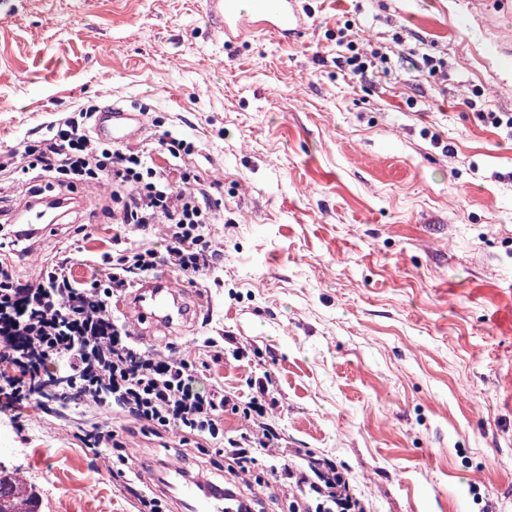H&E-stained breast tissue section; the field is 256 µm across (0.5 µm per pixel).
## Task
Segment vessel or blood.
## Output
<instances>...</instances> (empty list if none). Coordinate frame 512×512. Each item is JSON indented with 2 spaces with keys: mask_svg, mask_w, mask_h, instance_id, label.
Returning a JSON list of instances; mask_svg holds the SVG:
<instances>
[{
  "mask_svg": "<svg viewBox=\"0 0 512 512\" xmlns=\"http://www.w3.org/2000/svg\"><path fill=\"white\" fill-rule=\"evenodd\" d=\"M202 11L210 30L228 43L249 34L286 40L306 28L299 0H203ZM141 125V113L111 103L99 110L95 131L102 140L120 143L138 134ZM68 204L64 196L50 199L40 195L9 211L1 210L0 218L11 224V237L20 241L28 233H42L64 223ZM118 306L127 315L134 335L146 343L155 332L185 327L192 311L186 289L162 276L139 281L119 298ZM176 490L183 512H232L228 492H206L200 481L186 479L179 480Z\"/></svg>",
  "mask_w": 512,
  "mask_h": 512,
  "instance_id": "1",
  "label": "vessel or blood"
}]
</instances>
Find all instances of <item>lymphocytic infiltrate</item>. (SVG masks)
Segmentation results:
<instances>
[{
  "instance_id": "f902f5d3",
  "label": "lymphocytic infiltrate",
  "mask_w": 512,
  "mask_h": 512,
  "mask_svg": "<svg viewBox=\"0 0 512 512\" xmlns=\"http://www.w3.org/2000/svg\"><path fill=\"white\" fill-rule=\"evenodd\" d=\"M90 112H71L52 122L46 135L24 152L0 156V171L65 175L67 188L90 179L112 185L120 221L143 231L163 225V248L147 244L104 256L98 278L76 281L70 258L42 268L32 281L16 279L0 266V401L21 407L51 396L60 411L85 406L108 408L113 417L137 425L142 435H178L182 444L207 441L224 466L250 473L259 458L269 461L270 478L288 494L290 512H365L349 483L336 479L335 463L325 457L287 461L279 435L268 422L278 405L270 377L250 379L252 396L240 404L219 382H206L202 351L214 339L196 342L194 351L161 353L138 343L112 309L114 298L165 266L194 279L218 260L207 240L209 192L187 167L178 171L154 163V154L178 158L194 148L173 135L135 149L100 140L91 131ZM242 412L238 434L224 432L225 412ZM85 451L115 453L116 472L135 491L149 462L133 461L117 431L79 425Z\"/></svg>"
}]
</instances>
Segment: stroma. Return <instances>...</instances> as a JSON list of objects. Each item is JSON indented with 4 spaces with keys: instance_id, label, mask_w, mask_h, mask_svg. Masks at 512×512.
Returning a JSON list of instances; mask_svg holds the SVG:
<instances>
[{
    "instance_id": "35a3bbf8",
    "label": "stroma",
    "mask_w": 512,
    "mask_h": 512,
    "mask_svg": "<svg viewBox=\"0 0 512 512\" xmlns=\"http://www.w3.org/2000/svg\"><path fill=\"white\" fill-rule=\"evenodd\" d=\"M467 0H302L305 34L227 45L201 0H0V154L65 113L113 102L144 134L192 142L221 256L186 281L203 306L165 351L210 336L246 354L209 364L250 396L270 375L268 422L286 448L327 456L368 512H512V0L481 19ZM348 37L386 63L353 80ZM443 59L415 69L407 55ZM63 228L0 248L27 280L57 258L99 273L118 241L110 196L85 194ZM79 413L0 412V472L36 488L39 512H139L106 459L75 437ZM197 475L288 501L253 476Z\"/></svg>"
}]
</instances>
